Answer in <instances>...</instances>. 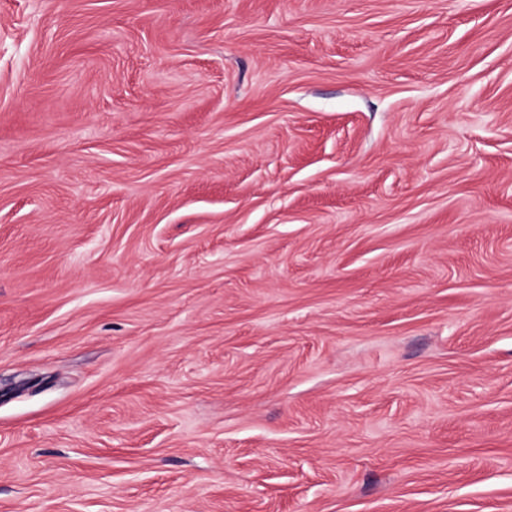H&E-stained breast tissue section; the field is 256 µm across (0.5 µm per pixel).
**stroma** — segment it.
<instances>
[{
  "label": "stroma",
  "instance_id": "1",
  "mask_svg": "<svg viewBox=\"0 0 512 512\" xmlns=\"http://www.w3.org/2000/svg\"><path fill=\"white\" fill-rule=\"evenodd\" d=\"M0 512H512V0H0Z\"/></svg>",
  "mask_w": 512,
  "mask_h": 512
}]
</instances>
